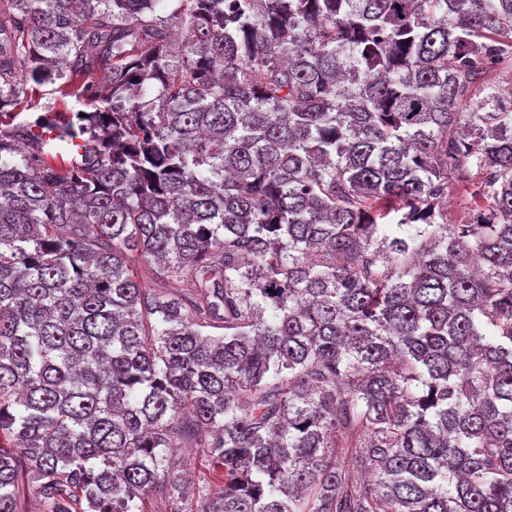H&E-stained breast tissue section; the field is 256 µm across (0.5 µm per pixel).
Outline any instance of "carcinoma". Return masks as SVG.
<instances>
[{"label": "carcinoma", "mask_w": 512, "mask_h": 512, "mask_svg": "<svg viewBox=\"0 0 512 512\" xmlns=\"http://www.w3.org/2000/svg\"><path fill=\"white\" fill-rule=\"evenodd\" d=\"M164 2L0 0V512H512V0ZM57 85L46 84L43 86L31 85L27 88L28 94L24 96V100L29 101L28 104L22 105L13 110V112H20L16 121L24 119L33 120L37 115L44 112H77L78 110H90L83 104H78L68 97H62L60 92H55L53 89ZM469 197L463 192V189L452 187L448 191V203L445 208L448 210V223L458 224L466 215L470 208ZM177 456L175 457L176 463L193 472L195 482L202 485L207 480L211 479V473L208 463L199 452L198 448H178Z\"/></svg>", "instance_id": "cac0c4a2"}]
</instances>
